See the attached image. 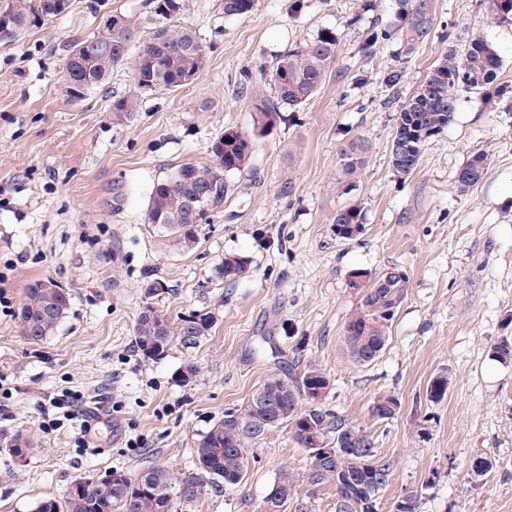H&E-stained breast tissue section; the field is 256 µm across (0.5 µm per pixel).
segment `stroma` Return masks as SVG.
Listing matches in <instances>:
<instances>
[{
  "mask_svg": "<svg viewBox=\"0 0 512 512\" xmlns=\"http://www.w3.org/2000/svg\"><path fill=\"white\" fill-rule=\"evenodd\" d=\"M257 0L227 18L215 0H185L182 21L207 47L197 80L175 90L142 91L132 63L71 99L64 81L71 40L97 31L104 11L147 21V0H70L68 10L17 40L0 41V440L22 433L35 449L25 466L0 453V512H33L79 477L146 465L193 469L197 439L253 390L294 363L320 365L331 389L323 402L374 433L393 473L379 510L405 490L418 512H512V361L493 348L512 340V19L490 0H435L431 35L411 50L396 41L361 49L366 28L395 22L398 0ZM330 29L336 63L309 104L282 109L256 136L244 171L228 176L224 208L199 225L193 247L144 221L154 185L185 163L207 162L225 127L251 132L254 96L272 97L264 74L275 54ZM480 36L498 51L497 83L463 90L451 125L426 144L408 176L390 146L398 100L409 97L448 46ZM401 64L397 90L383 71ZM137 97L116 118L113 101ZM362 142L354 178L341 151ZM482 149L484 179L458 192L455 175ZM357 205L364 231L343 240L336 210ZM246 260L227 282L225 257ZM399 270L408 296L386 347L353 363L343 331L361 295L349 273ZM54 279L70 295L57 330L35 344L17 314L27 287ZM173 326L206 313L212 325L195 343L174 341L147 359L134 341L144 307ZM270 348L258 351L261 337ZM195 375L182 380L187 365ZM447 376L448 393L427 387ZM397 396L388 420L369 406ZM69 396L76 419L52 405ZM104 416L77 445L90 407ZM484 458L490 471L474 473ZM289 426L274 428L249 455L244 483L208 491L184 512H256L282 468H307Z\"/></svg>",
  "mask_w": 512,
  "mask_h": 512,
  "instance_id": "35a3bbf8",
  "label": "stroma"
}]
</instances>
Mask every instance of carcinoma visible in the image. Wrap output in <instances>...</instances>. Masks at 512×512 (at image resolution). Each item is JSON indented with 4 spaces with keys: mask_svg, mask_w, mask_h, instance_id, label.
I'll use <instances>...</instances> for the list:
<instances>
[{
    "mask_svg": "<svg viewBox=\"0 0 512 512\" xmlns=\"http://www.w3.org/2000/svg\"><path fill=\"white\" fill-rule=\"evenodd\" d=\"M226 18H243L256 6L255 0H216ZM398 24L387 29L366 31L364 48L380 42L399 40L412 49L431 34L435 23L434 0H399ZM150 13L159 23L144 30L137 20L126 16L112 29H99L86 39L70 45L64 80L67 88L81 91L97 87L112 71L134 58V81L144 91L174 90L184 86L188 76L199 77L206 64V46L196 29L174 25L184 10V0H148ZM7 26H0V41L11 42L40 24L32 18L31 0H9ZM339 38L330 30L278 54L270 67L272 98L254 101L253 130L264 132L280 119L279 106L298 109L319 91L336 61ZM502 59L492 44L472 38L460 47H450L428 72L408 99L398 105L392 134L390 161L401 175L413 174L427 142L452 123L461 88L482 90L494 83ZM254 147L253 136L236 127H226L209 145V160L203 165L183 164L154 185L145 213L148 224H158L189 248L197 240V227L222 211L224 196L230 190L227 175L246 167ZM345 172L353 175L361 166L359 145L350 143L342 150ZM489 168L484 150L467 155L456 173V185L469 191L482 181ZM336 237L353 239L363 231L362 211L352 205L336 211L333 217ZM245 260L224 258L221 275L232 280L244 273ZM406 274L385 288L360 289V305L349 317L344 342L350 358L361 365L376 360L386 346L389 329L407 298ZM70 305L66 291L50 294L32 285L27 288L18 312V324L38 323V332L27 337L32 343L46 339L65 318ZM211 326L208 314L194 315L173 327L168 317L145 307L135 325V344L146 358L163 355L175 336L191 342ZM330 388L329 375L319 366L288 367V374L268 377L251 393L245 407L227 412L201 435L195 449V470L186 474L151 465L136 476L124 474L103 481L80 477L75 489L60 498L47 497L37 502L34 512H183V508L204 495L207 488H234L248 471L250 449L274 428L290 426L293 439L309 452L304 473L288 468L280 472L258 512H282L307 484L311 492L330 487L336 495L335 512H379L380 494L389 485L392 468L380 457L373 436L364 428L341 417L330 419L322 401ZM306 406H301V403ZM398 398L391 393L378 395L370 406L379 420L396 415ZM336 443V456L321 457V444ZM33 441L24 434L10 437L1 452L9 456L30 455ZM417 494L410 490L393 502L391 512H417Z\"/></svg>",
    "mask_w": 512,
    "mask_h": 512,
    "instance_id": "carcinoma-1",
    "label": "carcinoma"
}]
</instances>
